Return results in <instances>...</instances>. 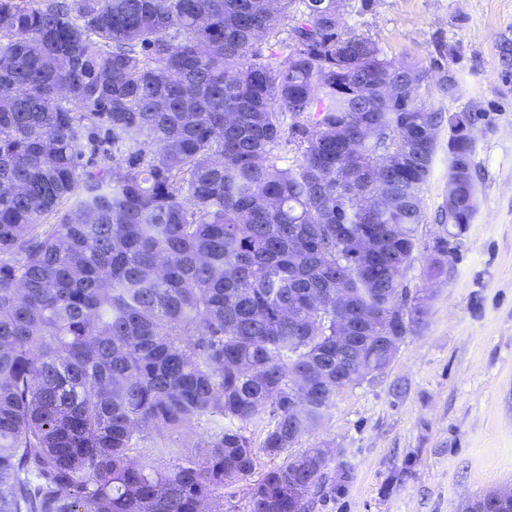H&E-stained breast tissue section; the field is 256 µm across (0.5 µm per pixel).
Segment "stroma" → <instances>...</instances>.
Returning a JSON list of instances; mask_svg holds the SVG:
<instances>
[{
	"mask_svg": "<svg viewBox=\"0 0 512 512\" xmlns=\"http://www.w3.org/2000/svg\"><path fill=\"white\" fill-rule=\"evenodd\" d=\"M340 24L426 77L420 98L472 120L476 213L443 273L426 245L448 234V128L420 197L423 244L406 272L430 297L381 375L340 390L302 447L328 448L313 512H459L512 490V0H342Z\"/></svg>",
	"mask_w": 512,
	"mask_h": 512,
	"instance_id": "35a3bbf8",
	"label": "stroma"
}]
</instances>
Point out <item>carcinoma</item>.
Masks as SVG:
<instances>
[{"mask_svg":"<svg viewBox=\"0 0 512 512\" xmlns=\"http://www.w3.org/2000/svg\"><path fill=\"white\" fill-rule=\"evenodd\" d=\"M337 8L0 0V512H224L249 479L244 512H311L327 461L293 448L343 368L325 297L340 278L393 310L354 383L425 323L403 279L443 119ZM473 152L468 122L448 140L468 189ZM474 215L445 210L451 236ZM268 408L279 463L255 480L236 423Z\"/></svg>","mask_w":512,"mask_h":512,"instance_id":"cac0c4a2","label":"carcinoma"}]
</instances>
